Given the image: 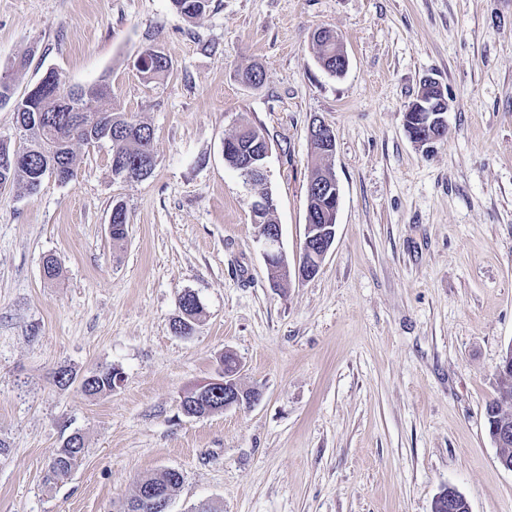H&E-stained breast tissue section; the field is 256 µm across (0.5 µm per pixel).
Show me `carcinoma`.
Here are the masks:
<instances>
[{
  "label": "carcinoma",
  "mask_w": 512,
  "mask_h": 512,
  "mask_svg": "<svg viewBox=\"0 0 512 512\" xmlns=\"http://www.w3.org/2000/svg\"><path fill=\"white\" fill-rule=\"evenodd\" d=\"M174 10L182 17L196 19L206 13L210 0H171ZM142 77L151 81L165 75L171 68V60L157 46L147 48L141 55ZM43 94L34 98L26 95L14 97L10 75L0 76V105L13 104L16 123L25 127V136L12 143L0 138V159L9 163L0 164V188L22 185L28 195L37 193L43 178L57 170L56 179L66 183L75 176L73 167L74 143L95 146L102 142L111 144V154L118 155L119 164L111 165L112 175L117 179H143L149 177L155 167V157L151 149L152 129L140 122L116 112L109 106L112 89L108 82L101 81L85 87H67L61 76L51 71L42 81ZM71 95V101L82 108H90L97 115L91 127L77 121L78 113L70 112L56 105L53 96ZM244 132L233 146L227 158L228 165L243 174L247 156L258 150L264 140L262 132L250 124L244 125ZM115 229L112 240L120 242L127 236L128 217L121 203L114 205ZM201 310L193 306L188 311L190 318L172 323V331L177 336H191L195 332L197 317ZM119 371L108 367L85 377L81 383L87 395L112 391ZM85 441L81 434L64 441L48 467L47 480L58 481L70 476L85 455ZM183 481L181 473L161 470L139 480L137 488L144 494L154 493L157 497L172 498Z\"/></svg>",
  "instance_id": "cac0c4a2"
}]
</instances>
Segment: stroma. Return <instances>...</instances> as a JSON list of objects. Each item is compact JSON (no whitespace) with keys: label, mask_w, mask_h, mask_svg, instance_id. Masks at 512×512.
<instances>
[{"label":"stroma","mask_w":512,"mask_h":512,"mask_svg":"<svg viewBox=\"0 0 512 512\" xmlns=\"http://www.w3.org/2000/svg\"><path fill=\"white\" fill-rule=\"evenodd\" d=\"M319 27L344 41L342 77L315 58ZM152 45L172 67L149 83L135 61ZM254 64L258 87L236 76ZM51 71L107 80L156 166L120 180L108 144L78 143L72 181L0 190V512H120L166 468L183 476L168 512H432L449 486L471 512H512L485 415L512 349V0H211L192 20L171 0H0V73L21 95ZM428 78L449 106L429 150L404 126ZM316 119L336 137L335 240L314 278L277 285L224 140L242 123L269 140L293 264ZM187 291L188 338L171 329ZM227 350L260 399L185 416ZM109 366L123 379L94 396L53 380ZM75 432L83 460L47 483Z\"/></svg>","instance_id":"1"}]
</instances>
